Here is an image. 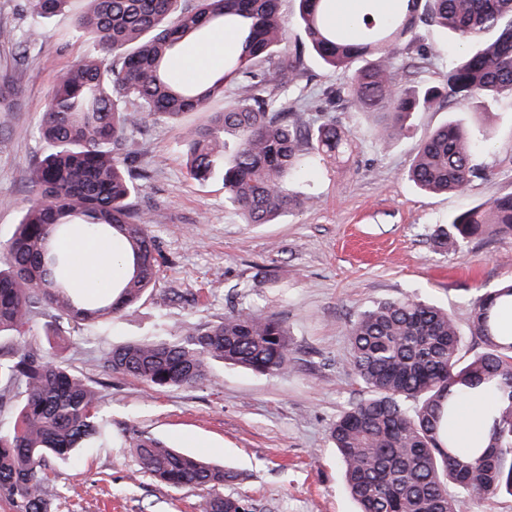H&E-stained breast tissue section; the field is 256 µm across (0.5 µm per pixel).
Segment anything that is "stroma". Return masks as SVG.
I'll return each mask as SVG.
<instances>
[{"instance_id": "obj_1", "label": "stroma", "mask_w": 512, "mask_h": 512, "mask_svg": "<svg viewBox=\"0 0 512 512\" xmlns=\"http://www.w3.org/2000/svg\"><path fill=\"white\" fill-rule=\"evenodd\" d=\"M32 26L38 34L26 59L0 41V248L30 201L34 164L49 151L37 132L41 104L92 51L74 36L72 13L35 25L26 0H0V27ZM339 80L308 57L297 118L313 126L335 117L353 151L313 158L289 188L314 196L315 206L273 224L245 223L222 179L191 176L182 131L201 113L146 118L127 133L123 149L148 175L133 202L158 216L151 227L158 277L133 309L107 323L78 328L44 308L33 317L28 342L53 343L69 368L100 387L109 433L108 444L82 448L78 463L54 466L50 512H202L205 491L139 471L131 444L140 436L233 469L239 478L224 494L250 500L256 512H356L330 439L336 417L367 395L349 368L351 320L381 301L418 298L447 310L467 338L477 289L512 279V233L491 229L456 249L434 240L451 215L512 192V98L488 97L459 112L488 143L478 157L485 175L464 195L432 194L406 173L421 139L447 121V108L419 113L383 147L371 116L319 106L317 93ZM242 306L284 321L292 372L270 377L217 362L203 383L151 389L104 366L119 346L175 340ZM465 346L474 343L467 338Z\"/></svg>"}]
</instances>
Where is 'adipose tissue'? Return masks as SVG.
I'll use <instances>...</instances> for the list:
<instances>
[{
	"label": "adipose tissue",
	"mask_w": 512,
	"mask_h": 512,
	"mask_svg": "<svg viewBox=\"0 0 512 512\" xmlns=\"http://www.w3.org/2000/svg\"><path fill=\"white\" fill-rule=\"evenodd\" d=\"M234 45L231 34H215L209 40L191 46L179 57L177 65L185 77L199 76ZM61 246L72 261L71 284L80 293L96 294L121 274L119 244L90 231L87 226H75ZM497 406V397L490 393L467 394L460 399L452 422L457 448L464 450L485 441Z\"/></svg>",
	"instance_id": "obj_1"
}]
</instances>
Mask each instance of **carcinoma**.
<instances>
[{"instance_id": "carcinoma-1", "label": "carcinoma", "mask_w": 512, "mask_h": 512, "mask_svg": "<svg viewBox=\"0 0 512 512\" xmlns=\"http://www.w3.org/2000/svg\"><path fill=\"white\" fill-rule=\"evenodd\" d=\"M71 2L29 0L30 12L45 21ZM282 2L196 0L182 8L180 0H89L75 33L92 41L94 51L47 97L38 132L53 150L35 165L34 200L0 253V338L26 335L42 306L77 325L110 321L155 284L154 217L132 202L144 175L118 154L144 115L176 121L206 113L185 133L192 176L222 178L246 223L270 224L296 206L288 183L306 160L352 150L336 119L312 128L290 119L281 95L299 84L308 54L343 74L322 92L325 106L370 114L384 146L442 102L474 107L488 96H512V0H393L385 16L376 0H364L357 15L336 25L334 0H296L303 40L284 52ZM423 27L473 46L436 84L413 79L417 64L437 56L419 40ZM212 29L235 37V54L205 85L182 84L168 68L171 53ZM0 41L27 50L35 38L0 28ZM229 84L237 91L233 103L209 111ZM477 151L467 127L451 120L421 140L409 178L429 192L462 194L483 175ZM74 224L124 244L129 270L104 299L82 296L69 284L70 258L58 242ZM489 224L512 233V193L459 211L435 229V238L459 247ZM501 304H512V282L475 297L470 334L481 350L470 356L452 316L416 299L381 302L351 322L349 365L368 397L345 409L330 435L359 512H465L471 497H512V335L499 325ZM217 361L283 374L292 368L288 328L273 314L241 307L178 341L120 346L105 363L155 389L206 381ZM15 384L23 387L22 400L12 432L0 433V499L13 512H49L50 465L73 461L76 449L102 438V394L68 369L56 347L18 341L0 360V385L7 391ZM480 387L497 392L500 406L487 444L462 453L446 425L459 397ZM133 448L149 476L174 488L210 490L203 512H253L245 499L220 493L237 478L233 471L153 437L136 439ZM450 485L462 496H450Z\"/></svg>"}]
</instances>
